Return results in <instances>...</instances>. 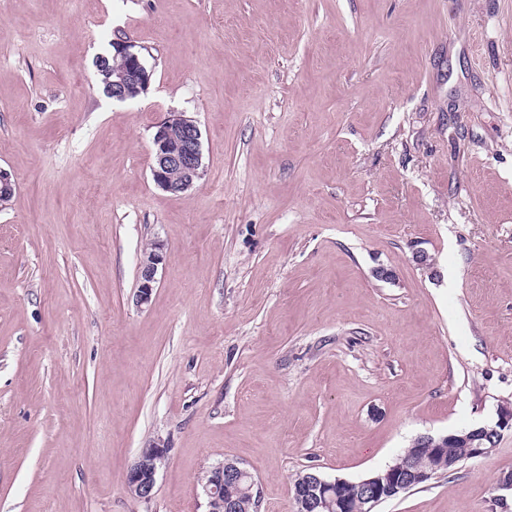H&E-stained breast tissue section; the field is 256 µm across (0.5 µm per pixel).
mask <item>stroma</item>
<instances>
[{"instance_id":"stroma-1","label":"stroma","mask_w":512,"mask_h":512,"mask_svg":"<svg viewBox=\"0 0 512 512\" xmlns=\"http://www.w3.org/2000/svg\"><path fill=\"white\" fill-rule=\"evenodd\" d=\"M119 41L133 101L96 69ZM170 112L202 132L182 194L151 177ZM0 168V512H205L227 459L294 512L302 470L512 406V0H0ZM510 473L506 430L375 512H512ZM114 57L120 56L123 65L113 71L112 59L102 60V66H98V74L103 76L101 83L105 92L107 83L112 81L107 92L112 94V99L120 102L134 100L145 93L149 87L151 74L146 68L140 53L134 50V45L127 43H114ZM115 77V79H113ZM106 92V93H107ZM163 262L159 244L151 245L146 250L140 263L139 285L136 293V303L139 306H147L152 300L155 284L157 283L158 267ZM167 448L155 444L147 448L125 475V487L134 498L150 501L155 493L156 475L165 464Z\"/></svg>"}]
</instances>
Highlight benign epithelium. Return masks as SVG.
Wrapping results in <instances>:
<instances>
[{
    "instance_id": "7a95c632",
    "label": "benign epithelium",
    "mask_w": 512,
    "mask_h": 512,
    "mask_svg": "<svg viewBox=\"0 0 512 512\" xmlns=\"http://www.w3.org/2000/svg\"><path fill=\"white\" fill-rule=\"evenodd\" d=\"M115 56L122 59L121 68L112 72L113 80L108 88L112 99L120 102L134 100L149 87L151 74L134 45L114 44ZM154 163L152 179L165 192L181 194L188 191L204 175L202 133L197 123L182 112H170L156 126L153 136ZM163 262L159 244L151 245L144 252L140 263L139 285L136 303L147 306L152 300L157 283L158 267ZM506 429H512V409L503 406L493 425H484L469 431L465 438L472 448L471 458L490 455L493 448L485 447V440L498 438ZM167 448L156 444L146 449L125 475V487L134 498L149 501L154 496L156 475L165 464ZM430 474L407 465L401 469L387 468L379 476L358 482L363 499L375 507L388 497H394L410 489L414 484L428 480ZM253 475L239 462L225 460L212 467L202 478L201 484L207 497V512H232L236 491L243 479ZM345 483L343 479H326L312 474L307 482L292 487L296 512H319L334 505V491Z\"/></svg>"
}]
</instances>
